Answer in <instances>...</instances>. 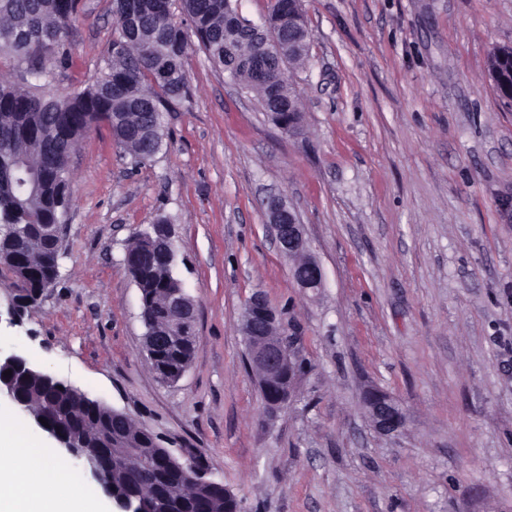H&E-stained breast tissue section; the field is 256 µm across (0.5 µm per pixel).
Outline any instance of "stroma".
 I'll use <instances>...</instances> for the list:
<instances>
[{
    "instance_id": "obj_1",
    "label": "stroma",
    "mask_w": 512,
    "mask_h": 512,
    "mask_svg": "<svg viewBox=\"0 0 512 512\" xmlns=\"http://www.w3.org/2000/svg\"><path fill=\"white\" fill-rule=\"evenodd\" d=\"M111 0H81V86L112 38ZM311 40L292 73L303 132L192 48L190 97L137 165L108 128L71 159L59 274L0 352L124 411L200 457L242 512H512V104L487 69L512 46V0H303ZM282 196L324 272L292 276L267 222ZM167 218L195 303V353L174 383L144 350L127 246ZM262 292L295 339L286 406L268 413L246 361ZM392 396L405 424L372 423ZM367 408L371 420L379 430L394 432L404 423L402 409L390 396L376 393L368 399Z\"/></svg>"
}]
</instances>
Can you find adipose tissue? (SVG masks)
Wrapping results in <instances>:
<instances>
[{
    "label": "adipose tissue",
    "instance_id": "adipose-tissue-1",
    "mask_svg": "<svg viewBox=\"0 0 512 512\" xmlns=\"http://www.w3.org/2000/svg\"><path fill=\"white\" fill-rule=\"evenodd\" d=\"M0 456L22 462L0 468V512H85L98 500V485L62 470L56 448L10 412L0 411Z\"/></svg>",
    "mask_w": 512,
    "mask_h": 512
}]
</instances>
